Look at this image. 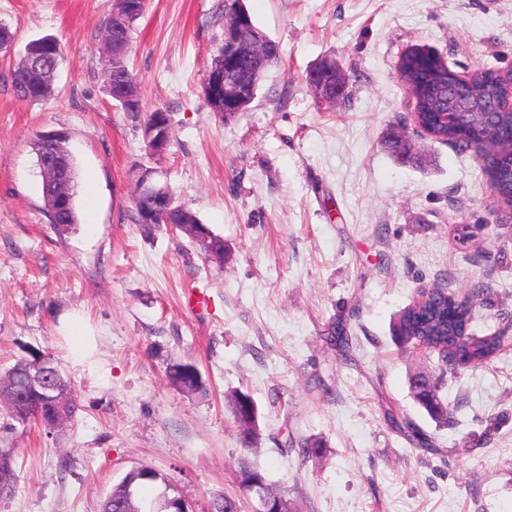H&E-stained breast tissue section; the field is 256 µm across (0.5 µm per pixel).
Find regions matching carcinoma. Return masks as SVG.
I'll list each match as a JSON object with an SVG mask.
<instances>
[{
    "label": "carcinoma",
    "mask_w": 512,
    "mask_h": 512,
    "mask_svg": "<svg viewBox=\"0 0 512 512\" xmlns=\"http://www.w3.org/2000/svg\"><path fill=\"white\" fill-rule=\"evenodd\" d=\"M147 0H113L111 12L105 20V30L112 38L103 44L101 62L105 72L115 76L116 83L106 85L108 95L119 101V96L128 93L133 99L126 101L121 108L132 114L140 112L137 75L129 68L127 56L132 35L137 23L144 15ZM234 11L246 17L247 28L244 34L259 31L244 0H224L221 17L229 18L228 12ZM27 52L39 59L33 65L20 59L12 72V85L16 94L25 99L46 100L52 96L56 63L60 61L62 49L56 38L45 36L27 44ZM399 64L407 85L414 98V110L422 122L434 117V113L451 109L452 102L437 95L438 83L445 74L431 59L418 57L410 52L402 54ZM472 84L477 94L472 100L466 99V90H461L457 108L468 107L475 110L469 115L466 127L455 122L440 129L442 136L454 143L455 148L467 151L471 146L482 142L489 151V160L480 169V179L494 191L501 202L504 214H512V152L503 142L512 138V112L495 110L498 98L508 94L507 85L500 82L496 71L487 69L474 74ZM254 99V94L224 109V102H216L204 97L205 103L221 119L227 120L241 112ZM392 338L401 348L422 346L430 352L446 350L463 366L479 365L496 357L507 346L512 345V336L504 332L486 328L483 334H477L475 313L469 298H460L452 293L433 291L420 305L407 307L400 311L392 325ZM351 337L348 328L332 324L326 336V342L337 348H347ZM37 366H46L55 373L57 396L55 401L45 397L38 386L26 382L25 372ZM170 383L186 393H199L205 390L199 371L192 365L181 362L167 367ZM14 380L18 384L20 404L8 407L9 417L24 426L36 421L49 429L61 427L65 421L72 422L77 417L79 405L72 394L68 380L47 358L38 355L20 360L7 370L3 380ZM417 404L439 426H446L455 419L456 409L449 406L440 395L436 386L414 393ZM230 408L236 424L246 421L257 413L258 406L253 398L243 392L230 397ZM388 420L413 445L420 448L433 447L432 437L424 432L411 419L388 414ZM15 448L0 436V495L14 491L16 473L14 469ZM241 483L244 491H249L247 483H264V474L247 459L239 462ZM161 475L154 469L141 467L126 473L120 483L103 500L99 512H142L138 505L139 488L147 482H155Z\"/></svg>",
    "instance_id": "1"
}]
</instances>
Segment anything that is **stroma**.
<instances>
[{
	"mask_svg": "<svg viewBox=\"0 0 512 512\" xmlns=\"http://www.w3.org/2000/svg\"><path fill=\"white\" fill-rule=\"evenodd\" d=\"M222 0H148L128 63L142 112L166 109L172 147L150 156L140 121L105 91L104 20L112 0H0L14 43L0 54V375L51 358L80 406L74 422L16 428L18 486L0 512H98L127 472L150 467L194 512L217 496L258 504L240 485L247 458L299 512H512V347L441 373L437 354L399 348L396 314L421 289L472 298L479 324L512 331V223L479 178L473 151L408 124L414 100L397 62L439 54L462 76L512 72V0H245L280 49L247 109L224 121L202 85L224 38ZM64 46L55 97L16 96L26 45ZM334 59L347 99L322 104L312 69ZM403 128L398 158L388 144ZM58 130L75 167V229L57 231L35 143ZM156 168L179 204L231 249L205 261L182 236L135 221L132 171ZM475 228L467 243L464 227ZM198 288L207 304L186 305ZM82 313L97 330L78 361L58 327ZM344 320L350 358L323 334ZM193 364L207 390L166 379ZM439 379L454 426L436 429L409 379ZM248 393L260 436L243 447L229 396ZM412 418L436 451L413 447L385 409ZM319 440V457L297 443Z\"/></svg>",
	"mask_w": 512,
	"mask_h": 512,
	"instance_id": "obj_1",
	"label": "stroma"
}]
</instances>
